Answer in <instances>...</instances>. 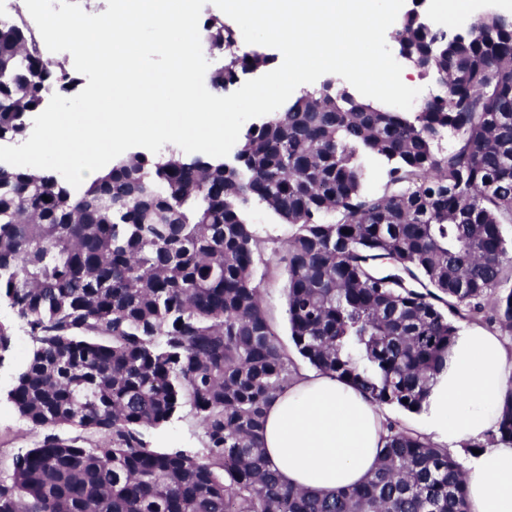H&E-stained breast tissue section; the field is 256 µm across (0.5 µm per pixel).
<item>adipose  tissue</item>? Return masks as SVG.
<instances>
[{
	"label": "adipose tissue",
	"mask_w": 512,
	"mask_h": 512,
	"mask_svg": "<svg viewBox=\"0 0 512 512\" xmlns=\"http://www.w3.org/2000/svg\"><path fill=\"white\" fill-rule=\"evenodd\" d=\"M511 386L512 341L462 325L430 388L421 423L441 448L482 443L480 453L459 459L469 512H512V444L488 440ZM388 434L381 405L333 375L304 371L269 404L263 446L284 484L328 491L364 481Z\"/></svg>",
	"instance_id": "obj_1"
}]
</instances>
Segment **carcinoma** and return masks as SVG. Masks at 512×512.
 <instances>
[{"instance_id":"carcinoma-1","label":"carcinoma","mask_w":512,"mask_h":512,"mask_svg":"<svg viewBox=\"0 0 512 512\" xmlns=\"http://www.w3.org/2000/svg\"><path fill=\"white\" fill-rule=\"evenodd\" d=\"M395 35L420 76L446 73L448 93L397 112L332 80L304 88L241 136L237 173L134 154L74 195L0 162V297L33 341L8 397L41 433L0 481V512H467L459 462L406 430L336 491L283 484L262 446L290 358L255 275L254 206L295 227L294 348L380 405L422 410L462 308L476 317L492 297L512 332V25L477 16L450 41L405 16ZM203 38L227 52L217 88L265 64L220 19ZM74 83L27 22L0 23V142L23 139L26 114ZM371 155L388 165L380 195L365 190ZM185 406L203 453L152 447L144 430ZM492 440L512 443V387Z\"/></svg>"}]
</instances>
